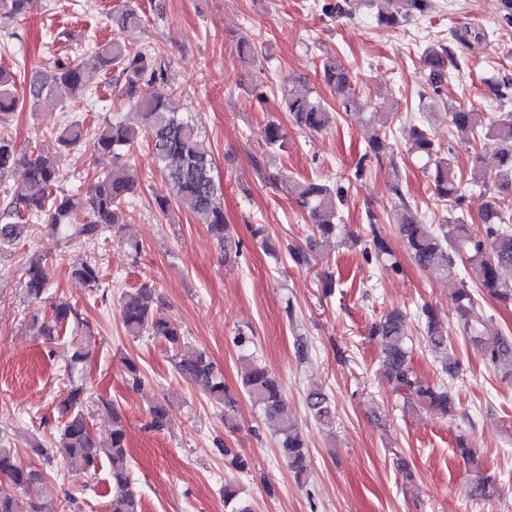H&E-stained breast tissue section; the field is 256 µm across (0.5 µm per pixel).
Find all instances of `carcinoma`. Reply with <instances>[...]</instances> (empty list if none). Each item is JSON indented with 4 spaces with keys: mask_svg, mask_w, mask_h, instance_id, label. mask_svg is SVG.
Masks as SVG:
<instances>
[{
    "mask_svg": "<svg viewBox=\"0 0 512 512\" xmlns=\"http://www.w3.org/2000/svg\"><path fill=\"white\" fill-rule=\"evenodd\" d=\"M34 5L35 0H0V16H24ZM112 23L119 30L127 31L139 26L140 16L135 10L126 9L112 17ZM96 54L102 70L121 67L128 97H134L137 85L143 80L158 86L153 97L137 101L143 116L142 125L135 127L115 121L98 128L95 132L98 152L118 159L141 137L148 136L153 164L167 179L174 197L185 204L200 223L207 225L224 251L232 249V239L213 178L212 159L203 147L197 126L172 104L167 68L158 63L154 51L131 52L119 37L97 46ZM448 60V49L441 44L425 50L424 65L436 94L440 92L441 83L448 79ZM324 73L339 104L349 108L351 85L348 75L330 66L324 69ZM96 77V70L64 57L56 61L52 79L36 78L31 82L30 94L36 102L52 104L59 87L63 86L74 94L82 93L95 84ZM12 88L11 73L0 69V112H12L18 108L19 99ZM282 105L294 115L301 127L317 130L326 126L327 115L318 102L286 89L282 92ZM449 115L452 127L462 139L486 141L494 146L500 160L493 176L494 182L500 193L512 196V117L484 126L479 123V114L467 108L453 107ZM87 135L88 131L80 121L71 120L56 137V144L60 149L71 150L79 146ZM410 152L425 159V169L431 172L438 200L448 214L456 212L462 202V193L453 170L451 152L437 149L424 128L414 129ZM9 173L17 175V184L11 195L4 199V208L0 211V251L24 233L26 225L11 221V218L23 215L42 222L48 233L68 242H93L103 228L119 223V213L136 185L132 167L114 164L112 169L98 176L85 193L59 194L58 165L40 153L21 152L9 134L0 132V174ZM293 191L298 203L315 219L318 232L324 237L336 234L345 187L298 182ZM76 210L85 214L84 222H70ZM404 210L407 216L399 224V233L419 267L451 274L455 258L463 255L479 271L481 287L487 293L512 302V285L501 278L502 270L512 268V209L502 211L493 204L489 205L481 217L485 224V234L481 236L473 234L468 225L456 219L433 226L422 223L409 207H404ZM372 244L377 258L396 264L395 256L383 237L374 234ZM71 275L92 287L101 281L100 266L94 260L73 267ZM48 283V274L41 260L31 258L26 268V295L35 301L42 299ZM52 309L51 320L35 324L33 329L47 342L54 341L59 328L70 329L72 354L68 374L72 378L89 358L87 337L82 335L85 321L72 304L62 299L53 303ZM119 314L128 335L135 338L151 336L167 344L177 373L198 383L225 410H233L235 400L224 385L222 373L204 353L182 351L183 336L179 328L159 312L154 285L145 282L123 293ZM421 314L426 337L432 347L441 349L447 346L448 329L435 311L424 305ZM371 335L380 341L386 376L394 389L408 401L414 399L432 410L448 414V390L443 386L424 385L414 375L409 360L411 339L406 334L403 316L396 312L388 314L372 327ZM472 342L495 371L512 378V336L478 333L472 337ZM241 385L244 393L265 416L277 423L281 454L288 460L296 477L302 478L306 471V443L288 410L280 385L255 362L243 372ZM84 406L83 384L71 383L60 403L62 426L55 447L45 448L35 441L31 448L47 462L54 457L60 459L71 473L96 469L99 452L105 450L112 466V512H140L139 499L131 486L126 464L125 430L120 413L112 402H102L103 408L112 416V432L110 441L100 447L91 433ZM307 407L318 423L326 426L333 423L331 403L323 390L316 388L308 392ZM458 451L464 460L474 465L469 497L487 498L490 479L477 467L475 456L466 443L459 442ZM43 481V474L22 462L15 449L0 448V512H37L32 498L39 494Z\"/></svg>",
    "mask_w": 512,
    "mask_h": 512,
    "instance_id": "cac0c4a2",
    "label": "carcinoma"
}]
</instances>
